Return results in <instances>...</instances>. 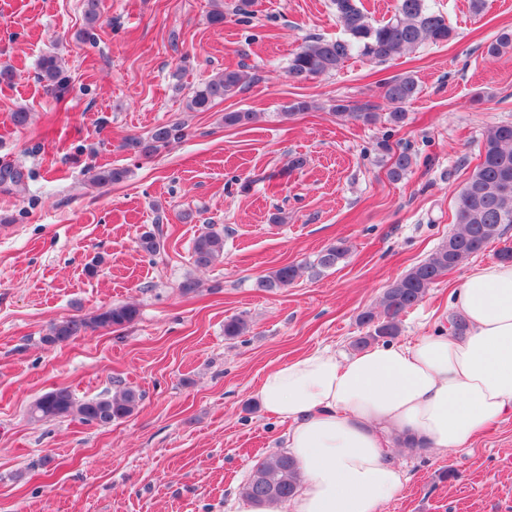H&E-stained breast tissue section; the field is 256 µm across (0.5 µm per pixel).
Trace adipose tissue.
I'll return each instance as SVG.
<instances>
[{"label":"adipose tissue","mask_w":512,"mask_h":512,"mask_svg":"<svg viewBox=\"0 0 512 512\" xmlns=\"http://www.w3.org/2000/svg\"><path fill=\"white\" fill-rule=\"evenodd\" d=\"M447 311L464 333L440 328L343 358L315 350L268 370L259 398L287 423L301 480L277 510L242 499L236 512H380L405 482L390 435L458 451L512 417V263L472 271Z\"/></svg>","instance_id":"adipose-tissue-1"}]
</instances>
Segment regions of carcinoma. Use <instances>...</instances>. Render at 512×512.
<instances>
[{
  "mask_svg": "<svg viewBox=\"0 0 512 512\" xmlns=\"http://www.w3.org/2000/svg\"><path fill=\"white\" fill-rule=\"evenodd\" d=\"M336 19L345 37L326 39L315 37L298 47L288 60L286 74L294 82L307 81L340 71L353 56L359 55L377 62H386L396 56L415 50L426 42L446 43L454 31L445 17L431 10L425 0H398L394 14L385 22L373 24L365 13L361 0H333ZM84 15L90 34L99 22L100 0H84ZM512 51V33H502L488 48V54L498 56ZM38 79L49 91L59 94L68 87L69 77L61 59L54 52H46L37 62ZM252 76L248 66L226 69L212 78L190 88L186 107L194 112H207L224 97L249 86ZM379 97L394 105L387 113V121L395 126L403 124L406 112L403 106L419 94L418 84L409 75L387 79L378 86ZM337 117L372 125L380 121L382 113L377 105L339 100L332 106ZM252 111L224 113V125L246 127L258 121ZM181 137V129L172 125H158L145 138L133 137L125 148L146 159ZM413 166L412 157L400 152L392 157L388 176L393 181L405 178ZM124 168H101L94 173L99 185L119 183L127 178ZM456 226L427 259L412 266L396 279L383 293L379 309L359 314V325L365 333L353 340L352 346L363 350L373 344H387L401 334V317L421 303L429 289L448 272L464 264L483 250L490 242L499 240L506 227L512 224V123L488 128L481 144L480 163L459 191L455 215ZM161 230L145 231L138 247L148 255L161 248ZM347 254L344 243L338 242L322 251L316 262L320 270L336 267ZM194 264L207 268L224 256V232L209 229L193 242ZM295 265L280 266L258 280L264 291L289 287L299 276ZM139 309L132 304H115L91 316L71 317L49 325L40 343L53 347L67 343L78 336L100 330L119 331L133 323ZM250 324L243 315L224 321V337L238 339L249 333ZM142 400V393L131 386H118L113 394L90 401L76 400L66 387L55 388L38 399L28 409L34 423L60 418H76L83 423L107 426L133 415ZM299 485V472L294 459L285 452H275L258 461L241 488L244 498L262 505H274L291 497Z\"/></svg>",
  "mask_w": 512,
  "mask_h": 512,
  "instance_id": "obj_1",
  "label": "carcinoma"
}]
</instances>
